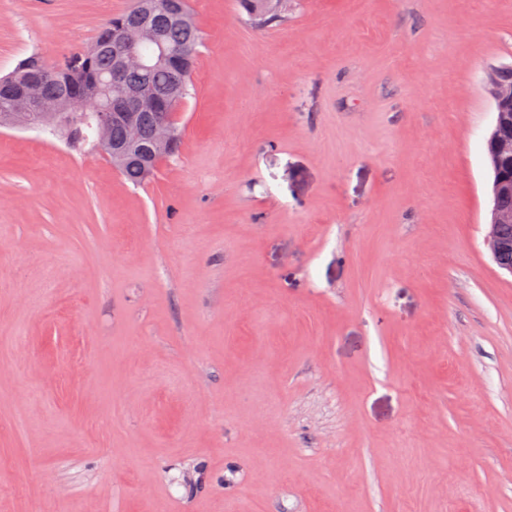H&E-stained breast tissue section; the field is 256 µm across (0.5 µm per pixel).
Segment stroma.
<instances>
[{"label":"stroma","instance_id":"35a3bbf8","mask_svg":"<svg viewBox=\"0 0 512 512\" xmlns=\"http://www.w3.org/2000/svg\"><path fill=\"white\" fill-rule=\"evenodd\" d=\"M128 5L0 0V75ZM191 6L150 183L0 128V512H512V0ZM268 13L280 14L279 16L264 15L262 0H240V4L248 14L251 21L256 27L264 28L272 24L281 22L284 17L282 12L287 8L288 0H264ZM498 68L492 69L487 75V84L490 94L495 104V123L496 130L490 138L492 148L491 155L493 160L492 176L494 180L491 188V197H504L497 200L496 204L500 207L512 210V173L511 170L506 176L502 169L504 162L512 163V68L510 66L501 68L497 78ZM508 82V83H505ZM499 110V112H498ZM506 129H509L507 132ZM497 224H499V235L504 240L512 242V211L502 210L496 208L495 206L492 207L489 229L484 241L489 249L490 255L493 260L496 261L498 256L506 251L501 256V261L506 264L512 265V249L510 251H507L511 247V245H509L506 241L502 240L497 235Z\"/></svg>","mask_w":512,"mask_h":512}]
</instances>
